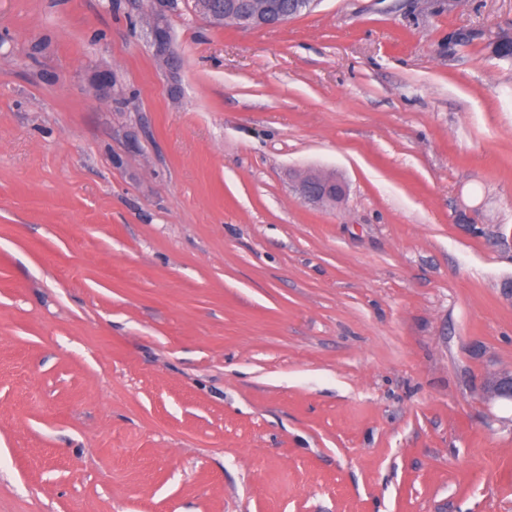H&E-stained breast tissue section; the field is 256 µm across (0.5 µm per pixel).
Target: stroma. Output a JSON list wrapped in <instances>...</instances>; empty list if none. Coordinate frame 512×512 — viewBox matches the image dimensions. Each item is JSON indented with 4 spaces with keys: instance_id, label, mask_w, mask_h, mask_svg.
<instances>
[{
    "instance_id": "obj_1",
    "label": "stroma",
    "mask_w": 512,
    "mask_h": 512,
    "mask_svg": "<svg viewBox=\"0 0 512 512\" xmlns=\"http://www.w3.org/2000/svg\"><path fill=\"white\" fill-rule=\"evenodd\" d=\"M147 6L0 0V512H512V0ZM179 0H152L148 14L152 19L150 25V38L157 55L163 57L164 62L173 71L178 68L177 60L170 51V35L166 19L178 10ZM220 1L194 0L193 9L199 17L215 26H224L225 22L233 21L238 25L254 28L275 27L288 22V14L276 13L273 1L288 5V12L293 13L294 18L307 12L299 10L294 13L297 0H250L247 13H241L237 5L232 4V0H226L225 5ZM296 191L311 205L335 201L345 193V184L321 174L304 172L296 176Z\"/></svg>"
}]
</instances>
